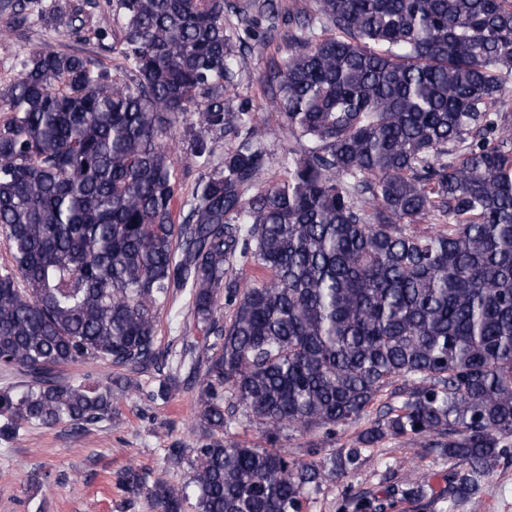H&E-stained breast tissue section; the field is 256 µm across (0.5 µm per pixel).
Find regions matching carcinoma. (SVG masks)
I'll return each instance as SVG.
<instances>
[{"mask_svg":"<svg viewBox=\"0 0 512 512\" xmlns=\"http://www.w3.org/2000/svg\"><path fill=\"white\" fill-rule=\"evenodd\" d=\"M126 75L98 61L29 48L0 110V438L29 425L79 428L112 414V378L66 380L102 360L157 363L159 311L188 293L206 357L199 420L181 490H148L160 512H302L327 473L356 467L390 436L454 462L440 512L509 458L512 441V0H107ZM22 27L86 26L81 0H0ZM259 52L293 31L288 58L262 85L284 149L267 150L235 110L237 59L227 34ZM192 120L182 197L169 143ZM437 221L434 230L416 224ZM263 275L243 284L236 264ZM229 319H224V308ZM401 391L346 452L290 460L282 431L335 430ZM267 448L230 435L237 410ZM123 489L145 478L128 468ZM401 480L351 512L418 505Z\"/></svg>","mask_w":512,"mask_h":512,"instance_id":"carcinoma-1","label":"carcinoma"}]
</instances>
